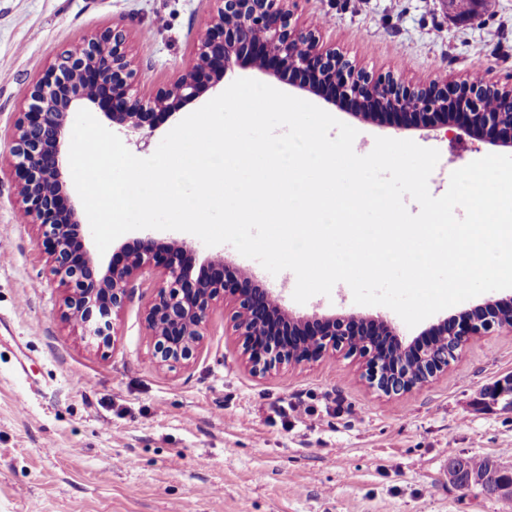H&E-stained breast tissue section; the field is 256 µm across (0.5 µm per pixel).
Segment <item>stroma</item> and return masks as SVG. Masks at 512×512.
<instances>
[{"instance_id":"stroma-1","label":"stroma","mask_w":512,"mask_h":512,"mask_svg":"<svg viewBox=\"0 0 512 512\" xmlns=\"http://www.w3.org/2000/svg\"><path fill=\"white\" fill-rule=\"evenodd\" d=\"M216 0H0V512H503L496 497L464 492L443 473L452 457L512 466V406L486 390L512 376V327L472 337L427 383L386 395L366 378V360L343 351L265 373L252 370L231 310L216 301L192 359L158 363L145 326L158 279L146 272L111 336L84 335L67 315L41 228L18 217L21 180L10 149L24 101L55 58L107 28L120 31L144 95L168 87L193 59ZM293 19L316 24L322 45L370 78L418 87L487 76L512 86V0H490L462 22L441 0H296ZM239 78L154 119L148 140L123 136L152 155L182 119ZM313 104L352 126L361 141L409 139L437 149L428 184L444 195L450 174L494 153L462 130L446 136L350 108ZM231 270L269 287L260 263L223 246ZM288 311L383 317L411 344L457 315L452 306L407 327L384 306L355 304L347 287L293 299ZM309 406L306 415L291 405Z\"/></svg>"}]
</instances>
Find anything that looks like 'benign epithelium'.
I'll return each instance as SVG.
<instances>
[{
    "mask_svg": "<svg viewBox=\"0 0 512 512\" xmlns=\"http://www.w3.org/2000/svg\"><path fill=\"white\" fill-rule=\"evenodd\" d=\"M288 2L222 0L199 42L196 61L170 87L148 98L130 94L134 73L118 32L108 30L58 56L31 91L16 126L11 163L23 177L19 216L44 228L54 271L69 288V316L89 336L110 335L112 312L129 297L132 281L160 263L161 285L146 315L159 362L192 358L213 302L224 295L236 306L235 328L243 336L254 371L344 349L368 359L373 386L399 394L448 367L471 337L495 325L512 327V303L477 305L458 322L436 328L432 341L413 350H395L386 337L396 332L384 321L354 315L336 318L316 311L292 316L277 294L247 286V276L239 287H229L222 257L205 260L199 278L192 279L196 248L185 240L158 245L147 238L125 247L120 258L104 268L87 249L77 208L63 191L69 113L96 104L112 123L141 131L149 122L147 109L172 114L237 66L278 79L295 76L302 91L318 96L329 89L331 101L356 106L357 115L365 120L387 115L397 129H437L454 123L479 138L495 135L498 147H512V113L487 110L490 84L473 81L451 89L446 82H433L410 90L389 78L374 81L345 68L336 52L319 50L316 26L291 24ZM445 475L464 492L491 486L497 494L512 495L511 467L500 466L495 475L471 473L463 478L460 467L450 465Z\"/></svg>",
    "mask_w": 512,
    "mask_h": 512,
    "instance_id": "7a95c632",
    "label": "benign epithelium"
}]
</instances>
